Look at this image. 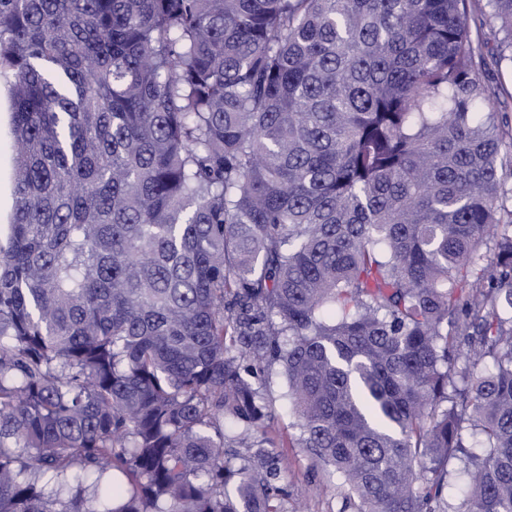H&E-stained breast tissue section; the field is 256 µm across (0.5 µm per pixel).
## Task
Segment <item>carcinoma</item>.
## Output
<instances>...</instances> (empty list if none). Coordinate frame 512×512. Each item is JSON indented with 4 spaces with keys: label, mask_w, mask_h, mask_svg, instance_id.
Masks as SVG:
<instances>
[{
    "label": "carcinoma",
    "mask_w": 512,
    "mask_h": 512,
    "mask_svg": "<svg viewBox=\"0 0 512 512\" xmlns=\"http://www.w3.org/2000/svg\"><path fill=\"white\" fill-rule=\"evenodd\" d=\"M470 4L0 0V512H283L278 400L352 512H448L461 457L455 512H512V123ZM11 100L5 88L0 93V241L6 244V225L10 222L13 208L12 153L10 150Z\"/></svg>",
    "instance_id": "1"
}]
</instances>
